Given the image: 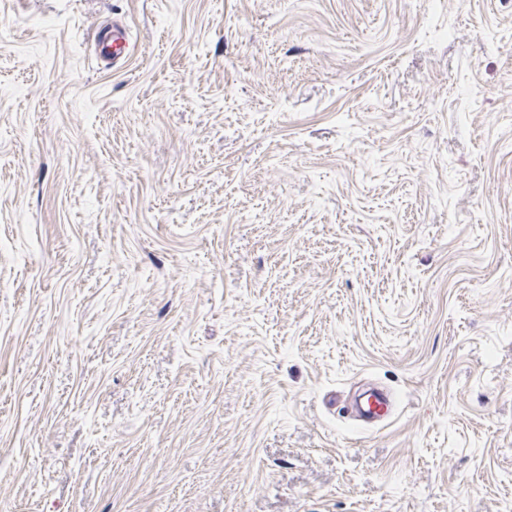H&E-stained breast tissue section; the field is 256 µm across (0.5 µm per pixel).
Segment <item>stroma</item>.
<instances>
[{"mask_svg": "<svg viewBox=\"0 0 512 512\" xmlns=\"http://www.w3.org/2000/svg\"><path fill=\"white\" fill-rule=\"evenodd\" d=\"M0 512H512V0H0ZM132 44L126 29L116 23H112L109 30L101 29L96 40V54L103 60H117L132 55Z\"/></svg>", "mask_w": 512, "mask_h": 512, "instance_id": "35a3bbf8", "label": "stroma"}]
</instances>
